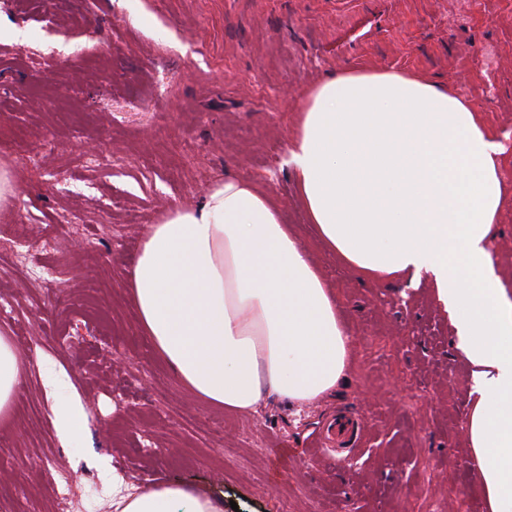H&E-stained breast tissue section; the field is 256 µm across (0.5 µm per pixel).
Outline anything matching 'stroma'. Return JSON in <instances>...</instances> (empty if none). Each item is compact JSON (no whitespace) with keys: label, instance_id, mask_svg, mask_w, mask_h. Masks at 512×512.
Segmentation results:
<instances>
[{"label":"stroma","instance_id":"35a3bbf8","mask_svg":"<svg viewBox=\"0 0 512 512\" xmlns=\"http://www.w3.org/2000/svg\"><path fill=\"white\" fill-rule=\"evenodd\" d=\"M0 14L23 33L0 31V167L17 181L0 226L27 255L0 253V311L9 336L43 327L89 415L83 445L64 447L26 370L0 430V512H48L58 460L81 484L72 512H114L116 473L130 493L178 483L222 512H488L476 396L433 287L360 282L320 246L286 159L308 91L348 73L415 77L512 132V0H0ZM503 166L488 251L512 293V155ZM227 174L278 201L336 294L354 347L335 394L229 413L139 330L125 282L150 225ZM46 233L59 249H40ZM201 418L223 425L222 447ZM317 433L336 459L312 450Z\"/></svg>","mask_w":512,"mask_h":512}]
</instances>
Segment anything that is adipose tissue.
Listing matches in <instances>:
<instances>
[{
  "instance_id": "1",
  "label": "adipose tissue",
  "mask_w": 512,
  "mask_h": 512,
  "mask_svg": "<svg viewBox=\"0 0 512 512\" xmlns=\"http://www.w3.org/2000/svg\"><path fill=\"white\" fill-rule=\"evenodd\" d=\"M512 134L468 99L388 72L345 74L306 98L288 163L323 248L364 281L430 283L479 399L468 443L490 512H512V294L486 249L506 202ZM126 288L139 329L181 386L210 406L256 412L266 395L303 404L335 393L351 338L334 291L255 182L224 176L201 201L151 225ZM62 443L88 414L69 374L38 359ZM24 362L0 333V428ZM119 512H222L180 485L150 486Z\"/></svg>"
}]
</instances>
